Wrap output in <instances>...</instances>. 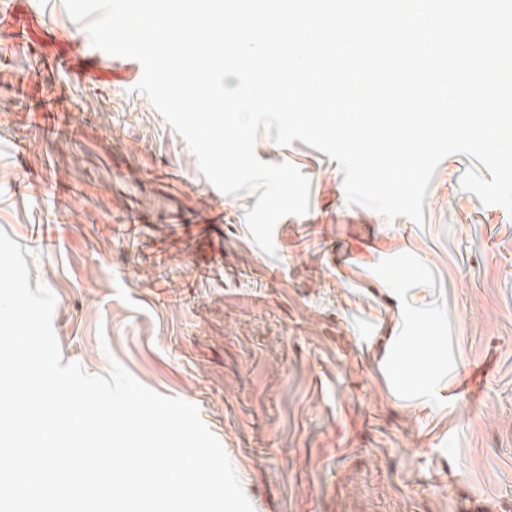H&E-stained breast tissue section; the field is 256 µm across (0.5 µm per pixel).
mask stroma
<instances>
[{"instance_id":"obj_1","label":"stroma","mask_w":512,"mask_h":512,"mask_svg":"<svg viewBox=\"0 0 512 512\" xmlns=\"http://www.w3.org/2000/svg\"><path fill=\"white\" fill-rule=\"evenodd\" d=\"M63 0L0 9V230L56 297L63 362L196 405L255 512H512V215L439 165L423 223L348 205L337 161L261 136L310 210L252 241ZM76 100L65 135L29 103ZM55 199L60 245L37 242Z\"/></svg>"}]
</instances>
